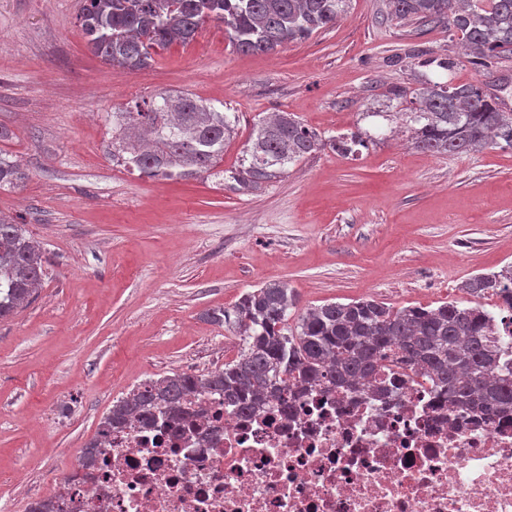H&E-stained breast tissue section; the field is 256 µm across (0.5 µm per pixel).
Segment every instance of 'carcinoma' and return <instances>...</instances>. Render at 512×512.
Wrapping results in <instances>:
<instances>
[{"instance_id":"obj_1","label":"carcinoma","mask_w":512,"mask_h":512,"mask_svg":"<svg viewBox=\"0 0 512 512\" xmlns=\"http://www.w3.org/2000/svg\"><path fill=\"white\" fill-rule=\"evenodd\" d=\"M350 0H83L77 16L88 44L104 63L131 70L152 65L158 51L193 42L208 23L224 25L240 53H273L332 26ZM395 20L448 23L462 34L470 63L487 68L512 55V0H389ZM410 104L412 144L433 155H462L488 146L512 148V112L477 83L427 82L393 91ZM237 116L188 94L161 91L112 113V160L149 179H189L211 174L237 135ZM358 133L324 140L290 112H274L255 125L229 179L236 190H253L288 174L325 148L348 156L363 145ZM25 178L0 152V189ZM46 276L40 244L24 225L0 215V319L35 294ZM480 297L496 294L512 314V266L480 273L465 285ZM297 298L288 285L270 282L245 293L233 313L208 317L235 326L240 354L206 375L174 373L141 384L112 404L99 424L102 435L162 406L174 418L184 400L200 390L224 393L247 410L272 393L286 373L296 385L317 387L368 380L385 361L414 367L459 401L478 399L503 411L512 407V341L497 348L488 336L496 316L480 304L450 300L435 308L394 310L365 298L307 309L294 328L288 311Z\"/></svg>"}]
</instances>
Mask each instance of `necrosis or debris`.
Returning a JSON list of instances; mask_svg holds the SVG:
<instances>
[{
    "mask_svg": "<svg viewBox=\"0 0 512 512\" xmlns=\"http://www.w3.org/2000/svg\"><path fill=\"white\" fill-rule=\"evenodd\" d=\"M50 512H512V410L385 380L282 388L252 412L218 392L178 426L113 429Z\"/></svg>",
    "mask_w": 512,
    "mask_h": 512,
    "instance_id": "obj_1",
    "label": "necrosis or debris"
}]
</instances>
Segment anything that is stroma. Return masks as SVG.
<instances>
[{
    "instance_id": "obj_1",
    "label": "stroma",
    "mask_w": 512,
    "mask_h": 512,
    "mask_svg": "<svg viewBox=\"0 0 512 512\" xmlns=\"http://www.w3.org/2000/svg\"><path fill=\"white\" fill-rule=\"evenodd\" d=\"M79 0H0V152L26 172L0 213L42 246L47 275L0 320V512H28L135 386L236 358L212 322L244 293L284 282L288 317L374 298L394 308L468 303L465 283L512 265V149H415L393 87L475 82L512 112V58L483 72L446 24L387 18L352 0L336 23L273 54L236 52L223 26L113 68L77 25ZM426 51L454 71L415 65ZM187 92L239 116L221 172L153 180L112 162L113 111ZM291 112L323 139L361 132L358 153L325 149L252 191L224 182L254 125Z\"/></svg>"
}]
</instances>
